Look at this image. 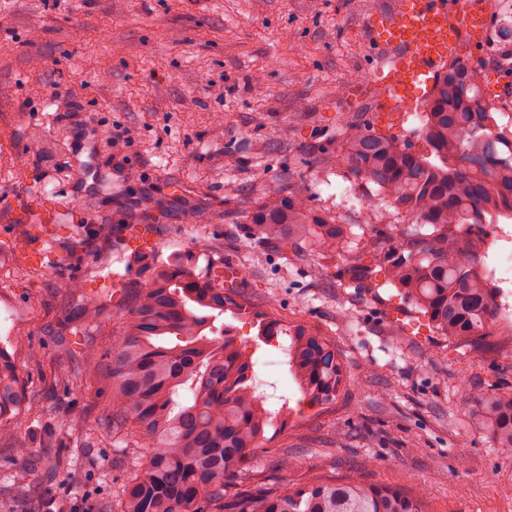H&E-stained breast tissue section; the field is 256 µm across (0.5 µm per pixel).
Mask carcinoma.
Returning <instances> with one entry per match:
<instances>
[{"label": "carcinoma", "instance_id": "1", "mask_svg": "<svg viewBox=\"0 0 512 512\" xmlns=\"http://www.w3.org/2000/svg\"><path fill=\"white\" fill-rule=\"evenodd\" d=\"M482 72L459 60L435 77L423 106L417 152L364 126L346 125L344 162L351 173L379 187L381 213L402 215L413 224L403 241L366 261L373 242L358 240L338 256L353 236L352 225L311 206L304 181L283 197L272 192L254 202L247 215L248 239L288 256L308 240L328 248L310 266L315 277L329 262L342 260V281L372 294L391 285L424 311L428 327L459 342L491 336L495 296L475 266L482 240L471 236L475 224H498L512 217V145L501 149L498 122L481 95ZM430 226L424 233L422 229ZM148 274L133 286L126 313L107 327L98 301L81 307L83 326L105 337L103 346L86 349V359L108 361L110 392L105 412L112 434H126L133 471L121 484L112 512H428L423 485L407 493L390 484H367L358 476L326 483L311 474L299 486L279 488L259 482L229 491L226 481L243 470L269 441L270 427L288 410L273 413L253 369L244 359L232 326L216 321L237 317L246 306L224 292V277L210 268L197 270L192 253L139 251ZM55 287L83 297L85 281L59 276ZM256 338L268 345L286 336L282 346L289 373L309 405H328L346 385L336 343L304 326L284 328L269 314L254 321ZM19 376L0 349V434H13L25 403ZM487 435L501 449H512V388L476 391ZM79 453L44 457L43 472L71 474ZM7 491L17 506L42 507L55 500L66 510L59 484L39 487L28 498L29 483L11 476Z\"/></svg>", "mask_w": 512, "mask_h": 512}]
</instances>
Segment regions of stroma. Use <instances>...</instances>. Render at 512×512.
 I'll return each mask as SVG.
<instances>
[{"instance_id": "35a3bbf8", "label": "stroma", "mask_w": 512, "mask_h": 512, "mask_svg": "<svg viewBox=\"0 0 512 512\" xmlns=\"http://www.w3.org/2000/svg\"><path fill=\"white\" fill-rule=\"evenodd\" d=\"M398 2L0 0V345L31 399L17 434L0 437V470L26 473L34 457L94 438L73 476L69 512H93L86 491L101 472L114 475L100 489L111 507L125 477L102 428L108 377L87 371L83 348L98 338L79 326L80 299L55 288L56 275H33L16 260L23 227L9 203L24 193L60 203L67 231L58 275L86 279L106 315H118L122 285L146 278L125 240L131 224H150L163 254L204 239L211 249L198 268L224 262L243 271L236 297L249 312L224 321L292 413L242 484L259 474L289 488L309 469L329 482L357 472L407 491L429 483L432 512H512V453L494 447L461 401L463 389L512 383V337L416 339L423 319L394 288L363 298L336 273L309 275L320 254L309 244L303 259L270 252L255 262V245L242 237L251 203L287 194L299 179L312 184L314 209L354 223L342 190L378 188L341 163L347 124L424 150L411 113L430 85L391 104L366 40L369 19ZM360 70L373 80L355 98L351 77ZM80 83L74 106L68 90ZM115 125L131 129L132 142L110 141ZM190 208L205 209L208 222L186 226ZM394 308L401 323L388 318ZM266 311L335 341L350 381L335 403L301 405L281 350L254 344L252 315ZM61 361L75 368V383L54 380ZM21 439L31 455L18 454ZM282 451L297 468L276 467Z\"/></svg>"}]
</instances>
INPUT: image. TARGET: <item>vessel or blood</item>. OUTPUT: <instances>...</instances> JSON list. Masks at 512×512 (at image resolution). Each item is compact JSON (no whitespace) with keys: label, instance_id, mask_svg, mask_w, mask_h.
Here are the masks:
<instances>
[{"label":"vessel or blood","instance_id":"vessel-or-blood-1","mask_svg":"<svg viewBox=\"0 0 512 512\" xmlns=\"http://www.w3.org/2000/svg\"><path fill=\"white\" fill-rule=\"evenodd\" d=\"M490 0H405L402 10L383 14L367 27L369 44L389 67L384 81L392 101L403 100L422 76L439 64L448 46L483 33ZM457 17L455 29L442 20Z\"/></svg>","mask_w":512,"mask_h":512}]
</instances>
